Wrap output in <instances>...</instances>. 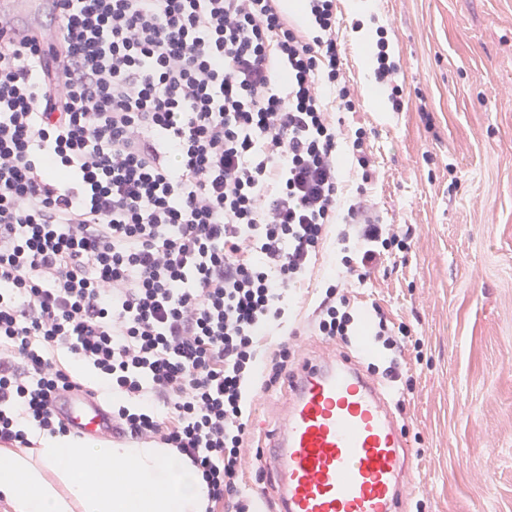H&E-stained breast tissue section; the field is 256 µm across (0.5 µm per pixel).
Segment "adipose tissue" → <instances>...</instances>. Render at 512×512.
<instances>
[{"label":"adipose tissue","instance_id":"obj_1","mask_svg":"<svg viewBox=\"0 0 512 512\" xmlns=\"http://www.w3.org/2000/svg\"><path fill=\"white\" fill-rule=\"evenodd\" d=\"M10 512H205L206 484L176 449L43 438L0 457Z\"/></svg>","mask_w":512,"mask_h":512}]
</instances>
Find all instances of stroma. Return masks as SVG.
<instances>
[{
    "mask_svg": "<svg viewBox=\"0 0 512 512\" xmlns=\"http://www.w3.org/2000/svg\"><path fill=\"white\" fill-rule=\"evenodd\" d=\"M386 30L401 67L402 111L366 94L373 73L360 27ZM343 72L358 87L347 126L364 128L379 172L345 178L344 198L364 187L382 223L412 224L409 250L385 258L362 288L347 289L358 336H319L312 312L340 260L339 226L279 327L262 337L266 357L288 341V365L348 352L385 383L413 457L407 512H512V0H336ZM408 334L400 350L376 335L377 313ZM395 368L396 379L385 376ZM287 382L248 386L242 487L269 457V436L290 402ZM469 449L460 458V449Z\"/></svg>",
    "mask_w": 512,
    "mask_h": 512,
    "instance_id": "stroma-1",
    "label": "stroma"
}]
</instances>
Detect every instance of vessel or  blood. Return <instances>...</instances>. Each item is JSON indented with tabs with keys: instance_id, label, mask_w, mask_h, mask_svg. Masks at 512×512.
I'll use <instances>...</instances> for the list:
<instances>
[{
	"instance_id": "obj_1",
	"label": "vessel or blood",
	"mask_w": 512,
	"mask_h": 512,
	"mask_svg": "<svg viewBox=\"0 0 512 512\" xmlns=\"http://www.w3.org/2000/svg\"><path fill=\"white\" fill-rule=\"evenodd\" d=\"M44 0H0L43 46L56 40ZM292 405L270 436L277 512H402L410 476L407 445L384 388L351 356L336 369L304 362L288 379ZM52 410L80 438L112 432L107 405L81 388L59 392Z\"/></svg>"
}]
</instances>
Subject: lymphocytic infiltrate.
I'll return each instance as SVG.
<instances>
[{"label": "lymphocytic infiltrate", "mask_w": 512, "mask_h": 512, "mask_svg": "<svg viewBox=\"0 0 512 512\" xmlns=\"http://www.w3.org/2000/svg\"><path fill=\"white\" fill-rule=\"evenodd\" d=\"M52 0L45 55L0 14V446L67 434L57 391L87 366L121 436L186 455L209 503L252 512L241 488L248 382H277L288 344L260 360L327 237L345 274L315 327L348 340L347 279L409 246L343 170L376 168L343 76L335 0ZM351 146L342 155L340 143ZM69 363H62L60 353Z\"/></svg>", "instance_id": "1"}]
</instances>
